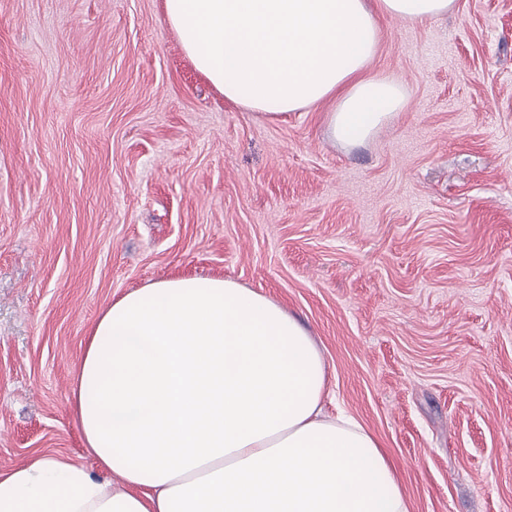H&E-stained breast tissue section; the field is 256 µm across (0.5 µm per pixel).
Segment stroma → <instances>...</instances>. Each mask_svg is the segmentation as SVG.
I'll use <instances>...</instances> for the list:
<instances>
[{"mask_svg": "<svg viewBox=\"0 0 512 512\" xmlns=\"http://www.w3.org/2000/svg\"><path fill=\"white\" fill-rule=\"evenodd\" d=\"M380 26L370 69L408 105L344 146L330 104L225 103L163 0H0V471L92 466L90 328L213 276L302 322L327 414L378 437L412 512H512V0Z\"/></svg>", "mask_w": 512, "mask_h": 512, "instance_id": "35a3bbf8", "label": "stroma"}]
</instances>
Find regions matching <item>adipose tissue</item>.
I'll return each mask as SVG.
<instances>
[{
  "label": "adipose tissue",
  "instance_id": "obj_1",
  "mask_svg": "<svg viewBox=\"0 0 512 512\" xmlns=\"http://www.w3.org/2000/svg\"><path fill=\"white\" fill-rule=\"evenodd\" d=\"M456 0H164L194 68L270 117L325 101L333 139L363 143L406 87L368 65L382 17ZM328 365L301 323L230 279L178 277L112 301L70 401L97 471L31 456L0 472V512H410L376 436L323 404Z\"/></svg>",
  "mask_w": 512,
  "mask_h": 512
}]
</instances>
